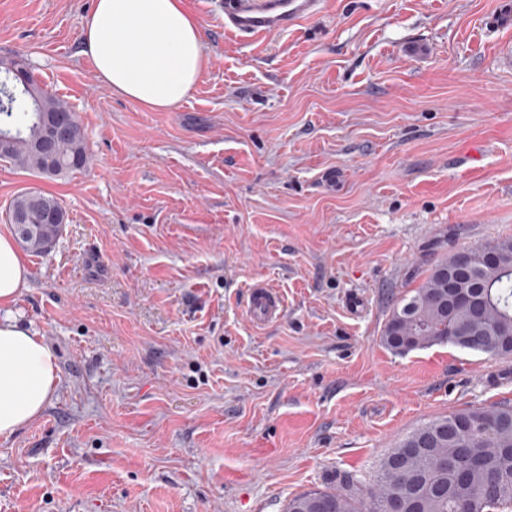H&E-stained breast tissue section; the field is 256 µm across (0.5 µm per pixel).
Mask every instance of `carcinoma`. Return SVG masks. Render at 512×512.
I'll return each mask as SVG.
<instances>
[{
	"label": "carcinoma",
	"instance_id": "1",
	"mask_svg": "<svg viewBox=\"0 0 512 512\" xmlns=\"http://www.w3.org/2000/svg\"><path fill=\"white\" fill-rule=\"evenodd\" d=\"M64 118L69 135L59 141L55 159L48 162L37 142L47 135L49 117ZM0 122L12 132L7 162L39 177L54 178L85 166L87 144L78 116L63 100L45 92L30 75L25 85L0 82ZM42 201L35 212V231L25 237L14 230L23 247L42 253L57 238L60 227L53 215L63 211L52 195L22 191L9 211L28 205L30 195ZM498 262L480 259L469 265L465 284L470 299L484 304L477 317L469 305L448 307V278L460 255L434 265L415 293L394 307L382 333L393 353L437 343L497 356L512 355V238L492 241ZM457 458L467 474L458 483L442 468ZM401 512H512V405L470 407L421 425L406 435L380 460L370 484L346 478L337 490H312L288 501L286 512H384L386 503Z\"/></svg>",
	"mask_w": 512,
	"mask_h": 512
}]
</instances>
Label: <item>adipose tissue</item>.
<instances>
[{
  "label": "adipose tissue",
  "mask_w": 512,
  "mask_h": 512,
  "mask_svg": "<svg viewBox=\"0 0 512 512\" xmlns=\"http://www.w3.org/2000/svg\"><path fill=\"white\" fill-rule=\"evenodd\" d=\"M81 53L109 89L153 111L185 100L203 70L200 25L183 0H96ZM30 270L0 234V437L36 420L59 383L54 350L10 310Z\"/></svg>",
  "instance_id": "1"
}]
</instances>
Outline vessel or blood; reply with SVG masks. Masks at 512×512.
<instances>
[{
	"mask_svg": "<svg viewBox=\"0 0 512 512\" xmlns=\"http://www.w3.org/2000/svg\"><path fill=\"white\" fill-rule=\"evenodd\" d=\"M224 29L245 37L277 34L318 14L321 0H222ZM248 314L256 325L280 318L283 305L273 288L262 282L251 285Z\"/></svg>",
	"mask_w": 512,
	"mask_h": 512,
	"instance_id": "obj_1",
	"label": "vessel or blood"
}]
</instances>
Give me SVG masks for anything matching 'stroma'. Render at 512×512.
Segmentation results:
<instances>
[{
    "mask_svg": "<svg viewBox=\"0 0 512 512\" xmlns=\"http://www.w3.org/2000/svg\"><path fill=\"white\" fill-rule=\"evenodd\" d=\"M95 0H0V59L74 110L88 163L0 161L65 222L13 306L56 352L41 416L0 438V512H285L372 479L416 427L512 404V356L381 341L438 262L512 238V27L499 0H324L287 32L184 0L206 65L180 105L112 93L80 52ZM263 280L284 300L245 313ZM247 308L251 320L259 326L277 320L283 312L282 301L276 291L259 281L250 286Z\"/></svg>",
    "mask_w": 512,
    "mask_h": 512,
    "instance_id": "1",
    "label": "stroma"
}]
</instances>
